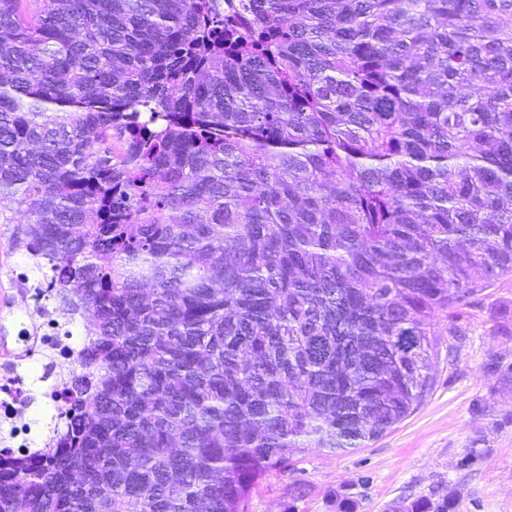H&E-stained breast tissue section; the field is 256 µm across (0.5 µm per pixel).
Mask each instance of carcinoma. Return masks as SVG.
Instances as JSON below:
<instances>
[{"label": "carcinoma", "mask_w": 512, "mask_h": 512, "mask_svg": "<svg viewBox=\"0 0 512 512\" xmlns=\"http://www.w3.org/2000/svg\"><path fill=\"white\" fill-rule=\"evenodd\" d=\"M5 202L83 339L0 512H246L512 273V0H0Z\"/></svg>", "instance_id": "cac0c4a2"}]
</instances>
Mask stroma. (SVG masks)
Here are the masks:
<instances>
[{
	"mask_svg": "<svg viewBox=\"0 0 512 512\" xmlns=\"http://www.w3.org/2000/svg\"><path fill=\"white\" fill-rule=\"evenodd\" d=\"M0 223V331L15 333L11 270L31 262ZM438 320L434 387L392 431L343 453L309 447L293 472L270 473L246 512H395L404 501L451 498L450 512H512V275L472 297L460 334Z\"/></svg>",
	"mask_w": 512,
	"mask_h": 512,
	"instance_id": "1",
	"label": "stroma"
}]
</instances>
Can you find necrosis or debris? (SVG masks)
<instances>
[{"mask_svg":"<svg viewBox=\"0 0 512 512\" xmlns=\"http://www.w3.org/2000/svg\"><path fill=\"white\" fill-rule=\"evenodd\" d=\"M16 294L23 304L26 323L22 333L0 345V460L11 461L17 451L30 447L31 407L34 399L53 411L54 428L43 437L42 447H58L66 433L72 399L65 393L71 369L76 366L75 346L69 334L71 312L51 303V290L41 280L14 273ZM52 363L41 373V385L31 390L18 367L32 358Z\"/></svg>","mask_w":512,"mask_h":512,"instance_id":"necrosis-or-debris-1","label":"necrosis or debris"}]
</instances>
